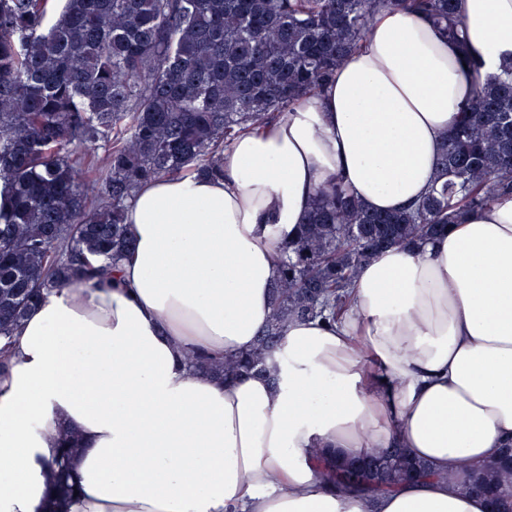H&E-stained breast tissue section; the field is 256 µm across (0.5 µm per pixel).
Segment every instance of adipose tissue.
Masks as SVG:
<instances>
[{
	"label": "adipose tissue",
	"instance_id": "obj_1",
	"mask_svg": "<svg viewBox=\"0 0 512 512\" xmlns=\"http://www.w3.org/2000/svg\"><path fill=\"white\" fill-rule=\"evenodd\" d=\"M457 11L461 44L379 5L326 86L225 147L223 177L139 187L135 247L111 280L45 295L6 352L0 512H46L62 433L78 486L66 512H488L463 486L512 444V198L377 254L347 314L289 323L266 375L186 362L253 346L279 246L319 190L342 184L381 212L429 192L479 76L512 64V0ZM398 443L437 477L372 502L318 478L313 449Z\"/></svg>",
	"mask_w": 512,
	"mask_h": 512
}]
</instances>
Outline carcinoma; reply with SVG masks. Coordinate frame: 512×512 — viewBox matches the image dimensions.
Instances as JSON below:
<instances>
[{
    "instance_id": "1",
    "label": "carcinoma",
    "mask_w": 512,
    "mask_h": 512,
    "mask_svg": "<svg viewBox=\"0 0 512 512\" xmlns=\"http://www.w3.org/2000/svg\"><path fill=\"white\" fill-rule=\"evenodd\" d=\"M429 15L455 37L456 0H0V338L43 293L114 272L133 247L125 209L161 176L223 175L221 152L244 130L329 82L378 4ZM437 184L411 210L366 208L340 184L320 191L308 223L280 249L270 320L250 351L192 369L234 379L265 370L295 320L334 321L357 269L377 252L461 224L512 196V65L479 81L444 136ZM103 151L92 194L74 151ZM52 462L50 512L76 490L69 440ZM323 481L369 499L433 468L404 448L351 460L314 449ZM476 482L512 499V465Z\"/></svg>"
}]
</instances>
